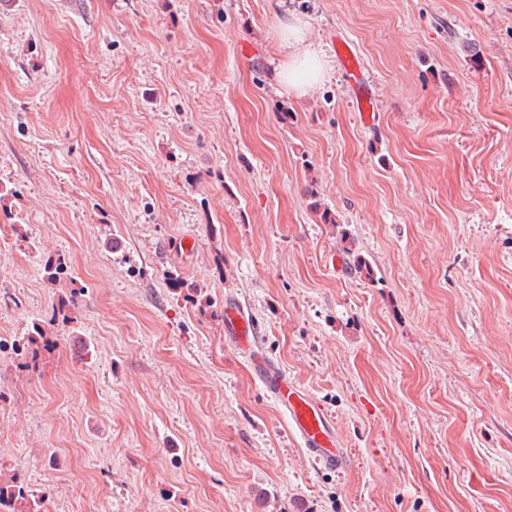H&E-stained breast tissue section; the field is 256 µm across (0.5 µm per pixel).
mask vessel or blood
<instances>
[{
  "instance_id": "b4317fda",
  "label": "vessel or blood",
  "mask_w": 512,
  "mask_h": 512,
  "mask_svg": "<svg viewBox=\"0 0 512 512\" xmlns=\"http://www.w3.org/2000/svg\"><path fill=\"white\" fill-rule=\"evenodd\" d=\"M336 57L344 74L356 80L352 94L356 111L364 121H372L375 116L372 93L357 80L362 69L361 60L347 39L337 41ZM224 335L247 358L254 380L279 406L308 456L326 470L346 467L347 457L341 447L335 421L316 398L264 352L258 325L234 298L224 301Z\"/></svg>"
}]
</instances>
